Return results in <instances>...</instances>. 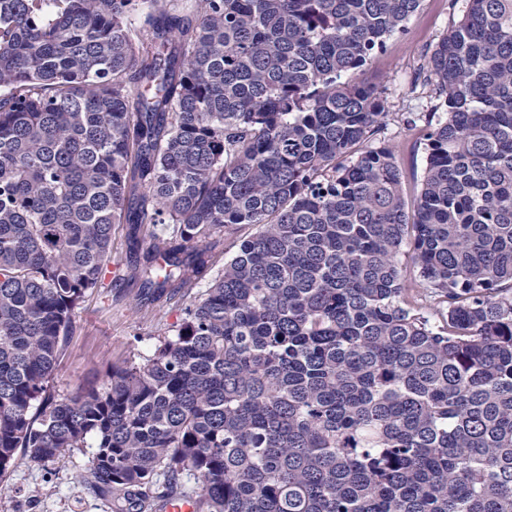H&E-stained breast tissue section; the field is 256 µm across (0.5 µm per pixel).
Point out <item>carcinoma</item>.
Segmentation results:
<instances>
[{
  "instance_id": "1",
  "label": "carcinoma",
  "mask_w": 512,
  "mask_h": 512,
  "mask_svg": "<svg viewBox=\"0 0 512 512\" xmlns=\"http://www.w3.org/2000/svg\"><path fill=\"white\" fill-rule=\"evenodd\" d=\"M423 2L0 0V480L91 448L112 512H512V0L424 55L410 204L360 73ZM110 273L197 296L58 397Z\"/></svg>"
}]
</instances>
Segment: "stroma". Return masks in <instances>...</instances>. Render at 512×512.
Returning <instances> with one entry per match:
<instances>
[{
  "label": "stroma",
  "mask_w": 512,
  "mask_h": 512,
  "mask_svg": "<svg viewBox=\"0 0 512 512\" xmlns=\"http://www.w3.org/2000/svg\"><path fill=\"white\" fill-rule=\"evenodd\" d=\"M460 8L450 0H424L410 17L407 33L389 40L387 50L365 72L366 79L384 88L390 116L384 133L397 146L398 165L406 197H413L426 164L420 129L406 126L409 113L422 109L412 91L423 55L447 32ZM105 299H93L75 312L76 332L50 382L54 394H74L91 382L104 383L112 362L132 349L149 351L167 324L179 318L181 300L139 306L136 284L108 279ZM90 449L74 448L63 460L34 463L20 461L0 482V512H112L110 499L94 495L83 481Z\"/></svg>",
  "instance_id": "obj_1"
}]
</instances>
